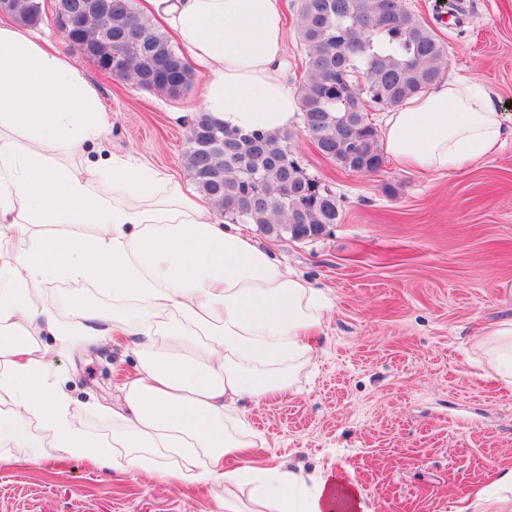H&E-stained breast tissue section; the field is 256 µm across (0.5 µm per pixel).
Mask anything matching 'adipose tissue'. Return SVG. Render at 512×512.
<instances>
[{
    "label": "adipose tissue",
    "instance_id": "obj_1",
    "mask_svg": "<svg viewBox=\"0 0 512 512\" xmlns=\"http://www.w3.org/2000/svg\"><path fill=\"white\" fill-rule=\"evenodd\" d=\"M145 3L200 63L214 121L265 134L297 121L281 0ZM496 99L471 76L440 81L388 112L386 157L430 173L474 165L512 139ZM108 124L98 89L70 57L0 24V130H9L0 133V463L8 448H46L215 487L216 512H372L341 473L307 478L256 456L240 418L244 404L292 391L323 327V293L154 168L116 154L52 162L60 149L99 141ZM104 176L108 196L95 190ZM45 224L70 230L51 236ZM54 280L91 284L112 301L108 315L73 304L83 340L135 339L138 373L112 404L111 437L76 417L38 339L68 333L39 296ZM478 345L486 377L512 384V317ZM495 489L460 499L455 512H512V468L498 471Z\"/></svg>",
    "mask_w": 512,
    "mask_h": 512
}]
</instances>
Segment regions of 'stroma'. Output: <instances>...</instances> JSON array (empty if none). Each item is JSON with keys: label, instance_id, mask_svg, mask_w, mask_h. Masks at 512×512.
<instances>
[{"label": "stroma", "instance_id": "obj_1", "mask_svg": "<svg viewBox=\"0 0 512 512\" xmlns=\"http://www.w3.org/2000/svg\"><path fill=\"white\" fill-rule=\"evenodd\" d=\"M444 43L443 75L496 89L512 125V0H403ZM112 126L100 148H67L59 160L118 153L194 183L182 156L202 110L200 82L172 97L77 58ZM292 150L335 195L339 224L313 239L245 230L329 298L332 309L310 368L295 389L242 416L263 456L314 475L348 471L373 512H454L459 497L492 491L512 468V386L485 378L476 338L512 316V142L462 171L421 174L384 163L358 175L322 156L306 136ZM89 284L54 281L45 302L69 321ZM50 369L93 433L112 420L91 412L115 398L137 359L130 338L107 336L76 350L46 336ZM0 464V512H215L209 487L119 473L86 459L23 451Z\"/></svg>", "mask_w": 512, "mask_h": 512}]
</instances>
